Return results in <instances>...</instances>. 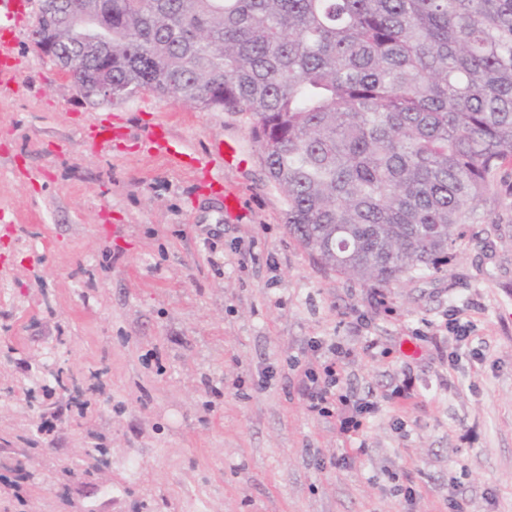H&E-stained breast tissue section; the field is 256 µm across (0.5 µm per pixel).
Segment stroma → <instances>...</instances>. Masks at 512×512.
<instances>
[{
  "label": "stroma",
  "mask_w": 512,
  "mask_h": 512,
  "mask_svg": "<svg viewBox=\"0 0 512 512\" xmlns=\"http://www.w3.org/2000/svg\"><path fill=\"white\" fill-rule=\"evenodd\" d=\"M33 27L0 91V512H512V164L442 273L380 291L289 235L242 116L85 97ZM313 340L357 433L305 409ZM159 129L160 131L155 132L153 138L150 140V143L152 144L153 148L156 149L159 154H162L163 156L167 157L171 163L177 166L189 168L195 167V165H193L192 163L195 161V159L188 155L187 153L181 150H177V148L174 147L170 140L168 132L164 127L160 126ZM171 148H174V151H171ZM181 157H187L190 159V161H185Z\"/></svg>",
  "instance_id": "obj_1"
}]
</instances>
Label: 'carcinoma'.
I'll use <instances>...</instances> for the list:
<instances>
[{"mask_svg": "<svg viewBox=\"0 0 512 512\" xmlns=\"http://www.w3.org/2000/svg\"><path fill=\"white\" fill-rule=\"evenodd\" d=\"M56 56L96 95L177 96L249 124L285 224L388 287L442 271L512 162V0H103Z\"/></svg>", "mask_w": 512, "mask_h": 512, "instance_id": "1", "label": "carcinoma"}]
</instances>
